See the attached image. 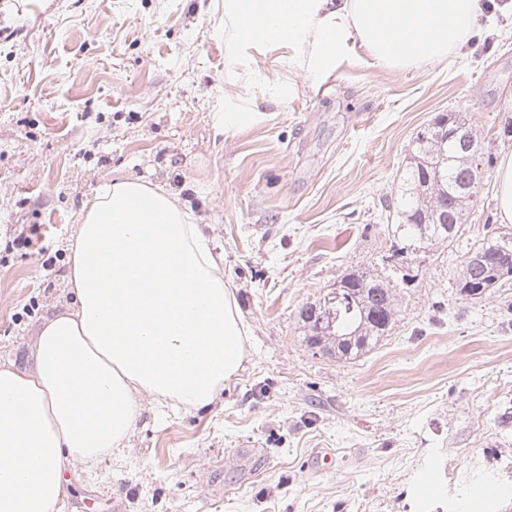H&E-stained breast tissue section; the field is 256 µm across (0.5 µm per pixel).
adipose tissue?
<instances>
[{
	"label": "adipose tissue",
	"instance_id": "1",
	"mask_svg": "<svg viewBox=\"0 0 512 512\" xmlns=\"http://www.w3.org/2000/svg\"><path fill=\"white\" fill-rule=\"evenodd\" d=\"M496 13L512 0H224L234 38L321 76L358 49L394 69L462 57ZM78 220L71 303L42 322L33 368L0 364V512H61L67 468L124 448L144 399L202 408L249 359L224 258L165 187L104 181Z\"/></svg>",
	"mask_w": 512,
	"mask_h": 512
}]
</instances>
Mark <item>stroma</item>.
Masks as SVG:
<instances>
[{"mask_svg":"<svg viewBox=\"0 0 512 512\" xmlns=\"http://www.w3.org/2000/svg\"><path fill=\"white\" fill-rule=\"evenodd\" d=\"M510 100L502 16L464 59L395 70L357 51L319 80L289 49L233 45L224 0H0V363L30 365L69 301L81 205L118 177L200 217L250 329L208 407L145 402L122 454L72 466L63 512H512V284L456 288L482 242L512 236L494 184ZM232 108L258 118L225 130ZM457 110L488 157L466 224L405 255L413 281L375 349L307 347L301 310L386 263L408 146Z\"/></svg>","mask_w":512,"mask_h":512,"instance_id":"obj_1","label":"stroma"}]
</instances>
